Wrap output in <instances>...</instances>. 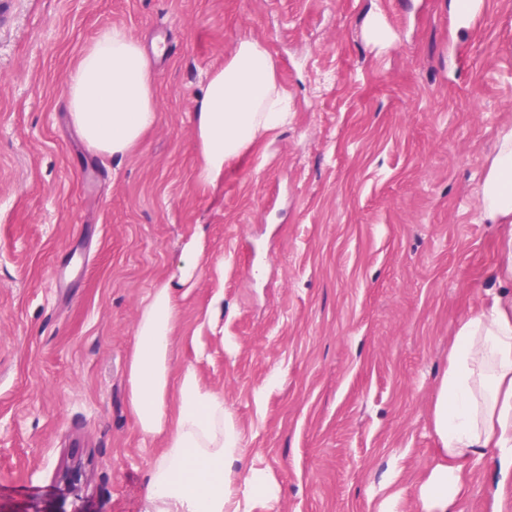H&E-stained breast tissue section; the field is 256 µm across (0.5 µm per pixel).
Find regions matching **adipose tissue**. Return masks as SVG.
Instances as JSON below:
<instances>
[{
  "mask_svg": "<svg viewBox=\"0 0 512 512\" xmlns=\"http://www.w3.org/2000/svg\"><path fill=\"white\" fill-rule=\"evenodd\" d=\"M64 94L86 146L115 159L158 121L148 61L122 28L99 32L68 74ZM289 115L269 51L260 41H241L208 75L191 114L198 181L216 186L228 163L285 127ZM480 209L490 223H512V127L499 136ZM205 252L203 236L184 244L177 281L151 290L135 331L129 405L143 437L165 441L148 470V512H251L254 502L279 494L267 472L239 470L242 439L223 395L202 384L193 367L171 370L175 290L196 285ZM495 276L498 291L462 318L448 345V371L433 411L441 456L418 491L423 512H454L464 469L488 451L512 459V236L502 244ZM173 393L179 397L174 410Z\"/></svg>",
  "mask_w": 512,
  "mask_h": 512,
  "instance_id": "ef3b65f1",
  "label": "adipose tissue"
}]
</instances>
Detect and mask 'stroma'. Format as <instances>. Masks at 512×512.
<instances>
[{"instance_id": "obj_1", "label": "stroma", "mask_w": 512, "mask_h": 512, "mask_svg": "<svg viewBox=\"0 0 512 512\" xmlns=\"http://www.w3.org/2000/svg\"><path fill=\"white\" fill-rule=\"evenodd\" d=\"M148 51L159 120L123 160L86 149L64 82L103 28ZM293 115L196 180L191 123L240 40ZM512 126V0H0V512H145L162 438L128 404L147 294L204 231L171 367L194 366L271 474L252 512H419L461 318L507 224L479 195ZM83 277L56 280L73 241ZM457 512H512V462L467 471Z\"/></svg>"}]
</instances>
